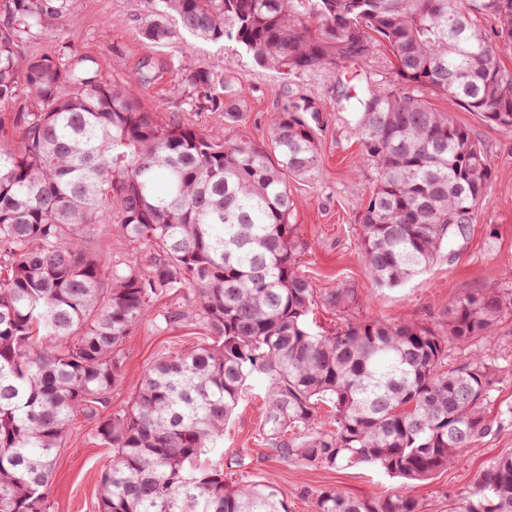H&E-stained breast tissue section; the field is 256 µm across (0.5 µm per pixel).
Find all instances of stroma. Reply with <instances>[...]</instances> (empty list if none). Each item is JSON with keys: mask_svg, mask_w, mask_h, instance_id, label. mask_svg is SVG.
Masks as SVG:
<instances>
[{"mask_svg": "<svg viewBox=\"0 0 512 512\" xmlns=\"http://www.w3.org/2000/svg\"><path fill=\"white\" fill-rule=\"evenodd\" d=\"M43 2V27L21 36L23 52L76 58L82 67L129 82L141 108L159 121L176 116L213 138H243L263 147L270 141L274 113L289 96L307 97L320 107L319 166L311 175L288 181L294 201L290 221L307 243L298 271L316 292L307 317L313 331L331 333L344 322L359 319L413 321L438 329L448 321L449 298L477 291L512 294V127L487 123L477 113L432 98L436 109L450 112L483 145L491 178L477 222L467 236L444 246L426 272L402 285L383 287L368 274L360 247V215L374 187L375 172L357 141L356 115L343 104L345 93L370 83L396 82L386 52H372L355 67L337 61L332 78L313 69L287 79L277 70L255 64L232 43H212L180 30L162 44L147 40L144 23L155 10V0ZM188 55L215 75L237 82L245 112L240 125H225L223 112L192 106L179 74ZM341 288L352 291L354 300L338 311L328 307L326 298ZM205 336L201 318L162 329L150 317L126 339L122 377L106 404L96 416L74 417L57 450L46 488L49 512H98L101 478L112 465L111 448L97 436L99 422L129 406L146 370L160 355L197 345ZM473 350L484 353L498 371V384L485 410L488 431L463 449L452 467L415 484L411 494L420 512H448L456 495L474 488L481 470L512 453V312L501 318L491 341L471 349L449 346L448 361L461 363ZM265 397V384L249 381L223 439L204 449L201 464L219 466L231 481L274 482L290 512H314L313 494L322 488L359 498H375L395 488L394 479L367 466L328 470L276 456L258 436Z\"/></svg>", "mask_w": 512, "mask_h": 512, "instance_id": "stroma-1", "label": "stroma"}]
</instances>
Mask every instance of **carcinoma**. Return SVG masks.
I'll list each match as a JSON object with an SVG mask.
<instances>
[{
    "label": "carcinoma",
    "instance_id": "cac0c4a2",
    "mask_svg": "<svg viewBox=\"0 0 512 512\" xmlns=\"http://www.w3.org/2000/svg\"><path fill=\"white\" fill-rule=\"evenodd\" d=\"M43 15L41 0H13L0 28V105L21 94L30 105L19 138L0 139V512H48L71 418L96 414L121 378L119 347L180 288L192 297L163 322L195 313L213 342L156 360L131 405L100 422L113 459L99 512H288L268 480L230 484L221 469L192 468L252 377L268 384L260 436L279 457L403 480L377 498L317 490L315 512H418L408 483L448 469L484 433L497 380L480 353L448 364V346L491 340L512 297L450 298L440 333L377 320L312 331L316 294L296 274L306 243L289 222L288 178L318 166L320 109L288 98L265 147L161 123L123 82L22 55L19 34L42 29ZM171 18L285 76L389 54L397 85L345 96L377 173L360 220L376 283L427 271L476 223L486 152L425 93L512 127V73L495 50L512 40V0H156L146 37L170 39ZM180 76L195 107L243 119L236 83L191 57ZM104 227L149 255L105 263L88 247ZM43 339L55 344L40 348ZM323 405L331 430L318 424ZM450 512H512V455L484 468Z\"/></svg>",
    "mask_w": 512,
    "mask_h": 512
}]
</instances>
